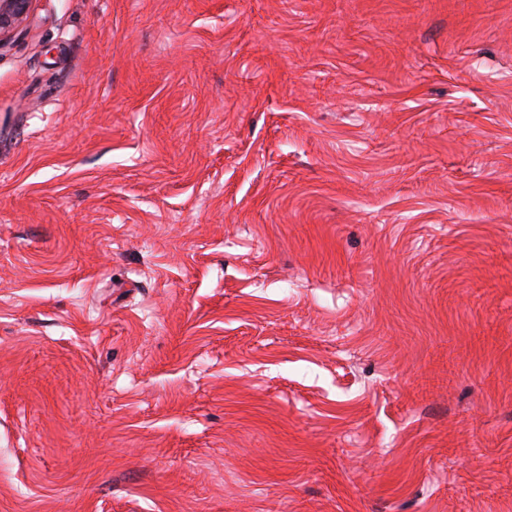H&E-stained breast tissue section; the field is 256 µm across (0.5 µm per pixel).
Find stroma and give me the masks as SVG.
Instances as JSON below:
<instances>
[{"label": "stroma", "instance_id": "35a3bbf8", "mask_svg": "<svg viewBox=\"0 0 512 512\" xmlns=\"http://www.w3.org/2000/svg\"><path fill=\"white\" fill-rule=\"evenodd\" d=\"M0 512H512V0H34Z\"/></svg>", "mask_w": 512, "mask_h": 512}]
</instances>
